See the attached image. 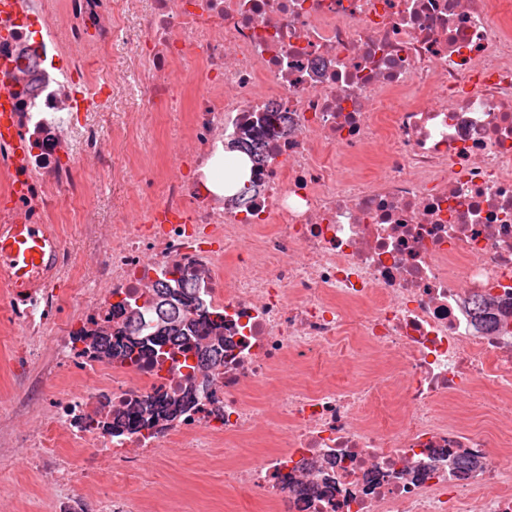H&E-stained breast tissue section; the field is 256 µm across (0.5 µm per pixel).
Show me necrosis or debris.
Masks as SVG:
<instances>
[{
    "mask_svg": "<svg viewBox=\"0 0 512 512\" xmlns=\"http://www.w3.org/2000/svg\"><path fill=\"white\" fill-rule=\"evenodd\" d=\"M15 3L0 230L59 249L37 281L0 271V330L16 375L52 353L11 435L48 512H150L143 465L174 448L223 464L236 512H512V0ZM124 47L137 67L107 68ZM118 91L143 103L121 144L145 161L131 217H95ZM161 118L184 141L158 166ZM229 140L260 147L246 203L207 184ZM176 269L202 336L224 316L223 364L86 352L126 317L114 299L155 320Z\"/></svg>",
    "mask_w": 512,
    "mask_h": 512,
    "instance_id": "necrosis-or-debris-1",
    "label": "necrosis or debris"
}]
</instances>
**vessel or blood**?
I'll list each match as a JSON object with an SVG mask.
<instances>
[{"mask_svg": "<svg viewBox=\"0 0 512 512\" xmlns=\"http://www.w3.org/2000/svg\"><path fill=\"white\" fill-rule=\"evenodd\" d=\"M58 246L47 237L43 225L20 224L0 235V270L23 278L43 266L46 256Z\"/></svg>", "mask_w": 512, "mask_h": 512, "instance_id": "obj_1", "label": "vessel or blood"}]
</instances>
